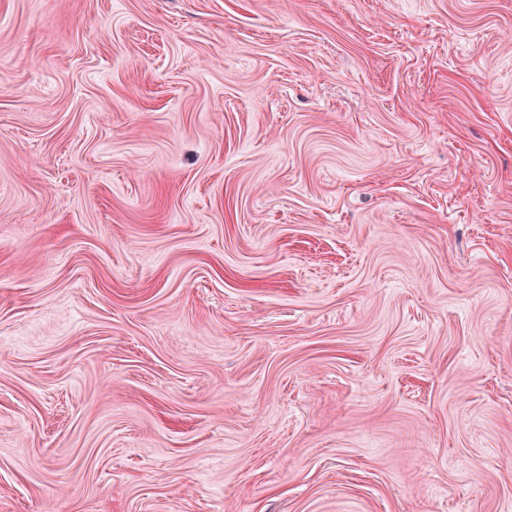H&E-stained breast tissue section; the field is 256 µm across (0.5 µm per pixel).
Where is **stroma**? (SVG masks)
Listing matches in <instances>:
<instances>
[{"instance_id":"35a3bbf8","label":"stroma","mask_w":512,"mask_h":512,"mask_svg":"<svg viewBox=\"0 0 512 512\" xmlns=\"http://www.w3.org/2000/svg\"><path fill=\"white\" fill-rule=\"evenodd\" d=\"M0 512H512V0H0Z\"/></svg>"}]
</instances>
